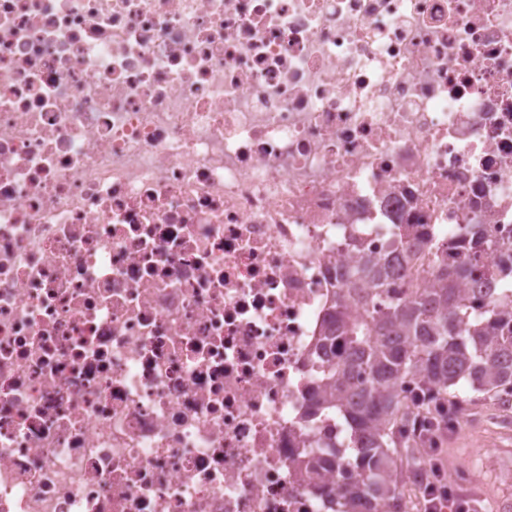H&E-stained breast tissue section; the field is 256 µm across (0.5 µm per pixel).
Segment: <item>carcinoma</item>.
I'll list each match as a JSON object with an SVG mask.
<instances>
[{
	"mask_svg": "<svg viewBox=\"0 0 512 512\" xmlns=\"http://www.w3.org/2000/svg\"><path fill=\"white\" fill-rule=\"evenodd\" d=\"M484 277L494 274L467 258L439 267L434 287L381 307L371 301V288L387 291L390 265L368 259L347 269L326 337L337 344L336 367L309 415L336 414L348 442L301 462L306 469L336 467L343 512H373L377 498L401 512V449L413 447L409 430L417 415L441 421L439 399L461 404V391L471 390L512 401V268L501 271L480 315L466 321L461 311V283ZM352 305L362 312L352 314ZM405 382L414 384L410 397L399 393Z\"/></svg>",
	"mask_w": 512,
	"mask_h": 512,
	"instance_id": "cac0c4a2",
	"label": "carcinoma"
}]
</instances>
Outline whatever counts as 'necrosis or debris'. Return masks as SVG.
<instances>
[{"label": "necrosis or debris", "instance_id": "4bbe7bcc", "mask_svg": "<svg viewBox=\"0 0 512 512\" xmlns=\"http://www.w3.org/2000/svg\"><path fill=\"white\" fill-rule=\"evenodd\" d=\"M404 229L400 298L512 262V0H0V512H336L335 272Z\"/></svg>", "mask_w": 512, "mask_h": 512}]
</instances>
